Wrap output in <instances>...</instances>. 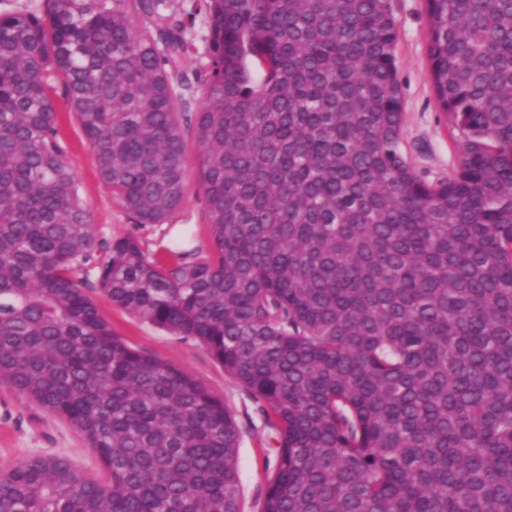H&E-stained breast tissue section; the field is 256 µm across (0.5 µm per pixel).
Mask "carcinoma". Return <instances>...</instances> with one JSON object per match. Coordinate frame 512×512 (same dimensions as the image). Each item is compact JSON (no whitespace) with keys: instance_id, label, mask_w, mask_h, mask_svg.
<instances>
[{"instance_id":"obj_1","label":"carcinoma","mask_w":512,"mask_h":512,"mask_svg":"<svg viewBox=\"0 0 512 512\" xmlns=\"http://www.w3.org/2000/svg\"><path fill=\"white\" fill-rule=\"evenodd\" d=\"M427 15L461 139L437 183L400 148L392 0L0 13V380L103 465L21 459L0 512H241L224 401L129 346L89 290L200 343L273 421L260 512H512V0ZM59 92L138 224L183 206L192 132L210 252L97 242Z\"/></svg>"}]
</instances>
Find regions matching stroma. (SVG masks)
<instances>
[{
	"mask_svg": "<svg viewBox=\"0 0 512 512\" xmlns=\"http://www.w3.org/2000/svg\"><path fill=\"white\" fill-rule=\"evenodd\" d=\"M392 5L398 22L396 56L403 94L401 150L420 178L429 182L445 180L457 170L461 145L450 116L437 104L430 79L426 0H392ZM54 104L78 193L92 215L99 239L112 241L130 236L150 248L160 241L199 252L210 250L195 152L187 154V192L182 208L163 224L135 223L102 182L95 156L65 97L56 95ZM92 298L113 331L133 348L191 373L211 394L223 400L240 429L241 509L260 512L269 476L266 452L273 444L274 432L248 392L198 342L178 338L135 317L101 292H93ZM36 454L66 456L91 475L101 471L98 457L69 422L19 397L8 384L0 383V472Z\"/></svg>",
	"mask_w": 512,
	"mask_h": 512,
	"instance_id": "35a3bbf8",
	"label": "stroma"
}]
</instances>
